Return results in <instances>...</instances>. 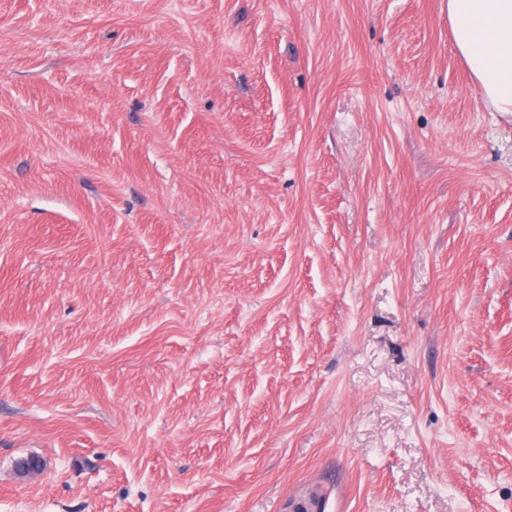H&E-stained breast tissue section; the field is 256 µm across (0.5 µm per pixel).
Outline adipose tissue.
<instances>
[{"mask_svg": "<svg viewBox=\"0 0 512 512\" xmlns=\"http://www.w3.org/2000/svg\"><path fill=\"white\" fill-rule=\"evenodd\" d=\"M448 25L485 103L512 117V0H448Z\"/></svg>", "mask_w": 512, "mask_h": 512, "instance_id": "adipose-tissue-1", "label": "adipose tissue"}]
</instances>
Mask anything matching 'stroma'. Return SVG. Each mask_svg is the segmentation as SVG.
<instances>
[{"mask_svg":"<svg viewBox=\"0 0 512 512\" xmlns=\"http://www.w3.org/2000/svg\"><path fill=\"white\" fill-rule=\"evenodd\" d=\"M313 492L512 512V119L447 0H0V512Z\"/></svg>","mask_w":512,"mask_h":512,"instance_id":"stroma-1","label":"stroma"}]
</instances>
